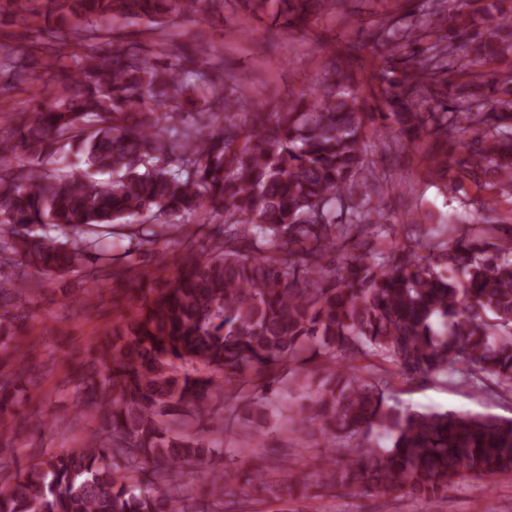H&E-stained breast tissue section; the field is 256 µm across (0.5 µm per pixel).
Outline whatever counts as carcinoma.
Segmentation results:
<instances>
[{
    "mask_svg": "<svg viewBox=\"0 0 512 512\" xmlns=\"http://www.w3.org/2000/svg\"><path fill=\"white\" fill-rule=\"evenodd\" d=\"M338 3L0 0V9L18 5L15 24L25 28L50 15L66 22V38L48 27L43 39L71 48L44 61L45 81L30 55L0 54V94L42 84L0 129V355L15 364L0 373V470L13 465L19 437L8 418L38 381L14 308L55 277L130 283L126 307L88 345L93 369L63 385L80 410L74 426L90 418L99 431L0 479V512H250L236 486L275 493L269 467L214 475L206 458L224 442L225 418L259 430L284 363L290 386L318 379L310 404L288 409V430L315 424L328 446L313 460V492L307 464L279 462L295 504L338 486L431 504L459 480L512 474L511 419L396 407L385 379L353 365L373 356L407 380L454 375L512 393V224L433 226L416 206L410 223L390 224L364 153L367 127L376 135L391 121L411 144L461 146L455 157L428 156V174L512 193V82L498 89L481 70L494 40L472 32L465 2L425 48L429 12L375 30L391 75L378 114L363 111L342 71L310 99L248 112L240 78L206 70L199 37L153 57L121 33L140 21L162 33L178 14L226 6L281 16L293 30L310 8ZM453 51L475 68L450 109ZM371 227L402 244L371 251L358 242ZM115 235L134 240L125 258L153 254V269H116L104 243ZM172 235L184 251L170 266L161 244ZM246 371L260 374L249 393L224 389ZM188 472L206 487L200 502L183 495Z\"/></svg>",
    "mask_w": 512,
    "mask_h": 512,
    "instance_id": "1",
    "label": "carcinoma"
}]
</instances>
